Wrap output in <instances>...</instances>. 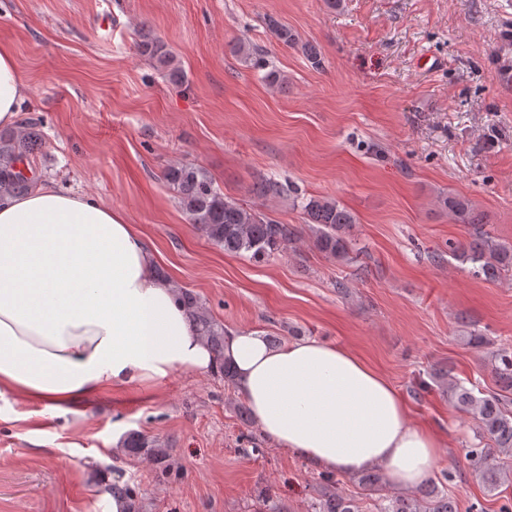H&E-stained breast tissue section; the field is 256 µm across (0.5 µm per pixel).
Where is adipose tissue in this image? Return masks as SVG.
I'll return each mask as SVG.
<instances>
[{"label":"adipose tissue","mask_w":512,"mask_h":512,"mask_svg":"<svg viewBox=\"0 0 512 512\" xmlns=\"http://www.w3.org/2000/svg\"><path fill=\"white\" fill-rule=\"evenodd\" d=\"M24 95L13 53L0 46V128L15 126ZM224 361L262 433L323 470L377 466L410 490L438 459L437 435L347 349L230 332ZM216 368L176 284L155 273L121 211L53 185L0 196V396L65 414L113 388Z\"/></svg>","instance_id":"obj_1"}]
</instances>
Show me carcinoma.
Here are the masks:
<instances>
[{
    "instance_id": "carcinoma-1",
    "label": "carcinoma",
    "mask_w": 512,
    "mask_h": 512,
    "mask_svg": "<svg viewBox=\"0 0 512 512\" xmlns=\"http://www.w3.org/2000/svg\"><path fill=\"white\" fill-rule=\"evenodd\" d=\"M269 27L277 41L285 45L296 42L295 33L287 26L271 19ZM139 51L165 73L170 83L183 81V71L164 43L155 39L144 40L139 44ZM234 51L252 61L254 67L266 70L264 78L271 86H283L284 77L269 68L265 58L254 55L246 44H237ZM33 143L31 131H0V193L21 195L35 185V178L26 176L23 170V166L29 165L28 155ZM163 178L176 189L179 203L190 223L226 253L267 259L281 252L296 236L293 225L281 224L225 196L213 179L199 167L175 163L166 168ZM253 192L259 198H267L283 194L284 187L278 180L265 177L256 182ZM295 198L306 223L310 225L314 247L329 257H348L347 233L356 223L354 214L332 197L298 193ZM442 204L455 221L474 227L473 239L466 245L457 246L455 252L459 259L472 265L475 275L495 280L512 272V244L498 242L482 231L479 225L484 223L483 215L476 213L468 202L456 197H444ZM180 299L190 312L193 331L206 340L216 360L221 362L220 372L224 375V381L232 383L233 371L224 364V324L213 319L195 293L182 291ZM490 363L499 383V391L477 396L474 389L450 378L448 392L456 406L469 414L474 422V438L478 440V445L468 449L466 456L482 483L494 491L507 473L498 457L512 456V409L508 408L507 396L512 391V346L496 347L490 352ZM124 447L132 456L165 457V449L138 433L129 435ZM450 477V472L446 471L441 473L438 481H429L419 498L383 494V478L378 473L364 475L361 482L367 490L379 493L373 504L375 512H457L455 502L438 493L436 488V483ZM315 486L317 497L310 505V512H362V506L342 492L336 474L319 472L315 477ZM107 492L129 501L138 498L135 485L128 480L112 482Z\"/></svg>"
}]
</instances>
